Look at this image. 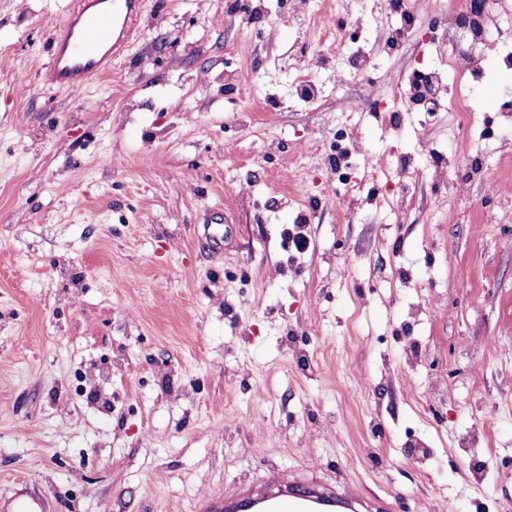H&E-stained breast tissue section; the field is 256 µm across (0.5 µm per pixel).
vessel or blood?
<instances>
[{"label": "vessel or blood", "instance_id": "b4317fda", "mask_svg": "<svg viewBox=\"0 0 512 512\" xmlns=\"http://www.w3.org/2000/svg\"><path fill=\"white\" fill-rule=\"evenodd\" d=\"M144 0H73L49 36L43 81L73 94L106 76L127 45L139 36ZM205 512H387L385 499L364 500L345 482L314 477L299 483L279 466L269 467L264 491L244 486L235 494L209 499Z\"/></svg>", "mask_w": 512, "mask_h": 512}]
</instances>
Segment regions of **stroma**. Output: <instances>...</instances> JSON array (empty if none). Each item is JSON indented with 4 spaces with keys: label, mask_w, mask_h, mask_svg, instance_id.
<instances>
[{
    "label": "stroma",
    "mask_w": 512,
    "mask_h": 512,
    "mask_svg": "<svg viewBox=\"0 0 512 512\" xmlns=\"http://www.w3.org/2000/svg\"><path fill=\"white\" fill-rule=\"evenodd\" d=\"M231 2L147 0L76 98L41 80L69 0H0V495L198 512L278 463L390 512H512V17L473 77L459 28L387 0ZM423 65L448 73L432 109L393 93ZM340 135L365 150L341 203Z\"/></svg>",
    "instance_id": "1"
}]
</instances>
